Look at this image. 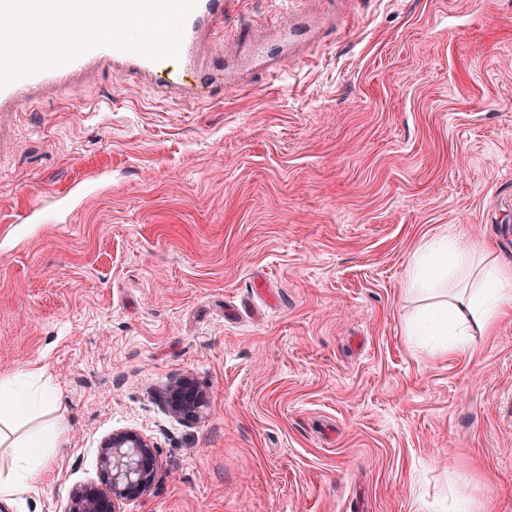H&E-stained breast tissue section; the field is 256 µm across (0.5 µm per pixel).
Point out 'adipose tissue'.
Returning <instances> with one entry per match:
<instances>
[{
  "label": "adipose tissue",
  "mask_w": 512,
  "mask_h": 512,
  "mask_svg": "<svg viewBox=\"0 0 512 512\" xmlns=\"http://www.w3.org/2000/svg\"><path fill=\"white\" fill-rule=\"evenodd\" d=\"M476 252L460 236L444 234L420 248L408 270L405 290L430 294L444 279L470 272ZM512 307V261L493 258L478 288L451 307L430 308L413 331L440 339L442 349L465 353L470 328L488 329L501 313ZM42 373L30 364L0 375V446L12 449V466L0 475V499L12 500L33 494L44 472L54 464L67 442L64 422L52 419L34 429L27 422L53 404L55 391L41 383Z\"/></svg>",
  "instance_id": "1"
}]
</instances>
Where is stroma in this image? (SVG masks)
<instances>
[{"label": "stroma", "mask_w": 512, "mask_h": 512, "mask_svg": "<svg viewBox=\"0 0 512 512\" xmlns=\"http://www.w3.org/2000/svg\"><path fill=\"white\" fill-rule=\"evenodd\" d=\"M447 231L512 258V0H361L223 103L43 93L0 121V372L38 364L69 441L9 512H65L127 429L159 468L121 512H512V312L470 356L408 329L464 291L404 292Z\"/></svg>", "instance_id": "35a3bbf8"}]
</instances>
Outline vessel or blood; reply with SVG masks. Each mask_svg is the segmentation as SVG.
<instances>
[{
	"mask_svg": "<svg viewBox=\"0 0 512 512\" xmlns=\"http://www.w3.org/2000/svg\"><path fill=\"white\" fill-rule=\"evenodd\" d=\"M353 0H295L293 7L272 21L270 35L259 36L247 19L225 32L230 0H199L189 17L178 59L152 62L111 48L92 50L72 63L17 81L0 90V117L25 110L34 97L48 89L70 87L72 81L101 66L111 67L122 79L150 83L158 92L188 94L216 102L221 93L248 88V79L261 72L280 79L292 65L303 62L322 42L326 31L343 29ZM229 34L231 53L205 59L204 47L220 34Z\"/></svg>",
	"mask_w": 512,
	"mask_h": 512,
	"instance_id": "b4317fda",
	"label": "vessel or blood"
}]
</instances>
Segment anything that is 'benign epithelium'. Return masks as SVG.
I'll list each match as a JSON object with an SVG mask.
<instances>
[{"mask_svg": "<svg viewBox=\"0 0 512 512\" xmlns=\"http://www.w3.org/2000/svg\"><path fill=\"white\" fill-rule=\"evenodd\" d=\"M198 397L189 388L173 395L176 413L190 416ZM158 470L156 448L135 430L117 431L100 445L99 480L73 487L66 512H120V505L149 493Z\"/></svg>", "mask_w": 512, "mask_h": 512, "instance_id": "obj_1", "label": "benign epithelium"}]
</instances>
